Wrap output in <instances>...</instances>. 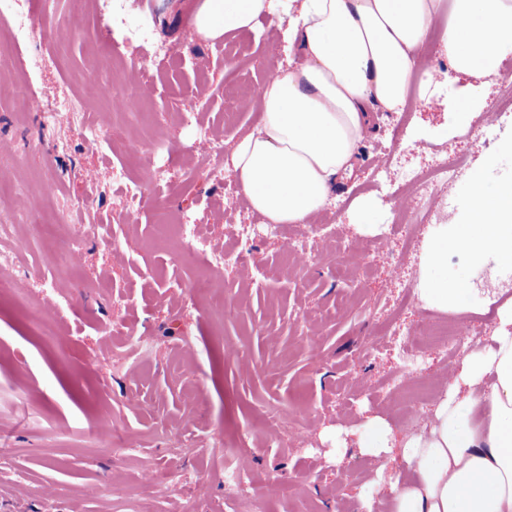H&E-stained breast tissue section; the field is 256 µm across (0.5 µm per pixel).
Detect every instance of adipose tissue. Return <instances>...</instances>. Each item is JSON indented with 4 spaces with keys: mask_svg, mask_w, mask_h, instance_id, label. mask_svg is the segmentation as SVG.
<instances>
[{
    "mask_svg": "<svg viewBox=\"0 0 512 512\" xmlns=\"http://www.w3.org/2000/svg\"><path fill=\"white\" fill-rule=\"evenodd\" d=\"M275 0H196L195 35L216 41L256 28ZM286 42L297 63L277 67L259 92L260 122L235 146L232 165L252 210L270 224H305L326 206L339 176L353 170L379 112L404 107L419 49L447 15L441 51L450 74L484 77L512 54V0H295ZM474 205L462 228L440 225L421 256L420 300L440 312L470 290L448 277V247L471 260L512 263V185ZM483 348L452 370L416 431L397 437L387 418H367L362 453H400L403 467L377 469L385 512H512V303Z\"/></svg>",
    "mask_w": 512,
    "mask_h": 512,
    "instance_id": "obj_1",
    "label": "adipose tissue"
}]
</instances>
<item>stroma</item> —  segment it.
Returning <instances> with one entry per match:
<instances>
[{"instance_id": "obj_1", "label": "stroma", "mask_w": 512, "mask_h": 512, "mask_svg": "<svg viewBox=\"0 0 512 512\" xmlns=\"http://www.w3.org/2000/svg\"><path fill=\"white\" fill-rule=\"evenodd\" d=\"M288 4L256 31L210 44L193 34L190 13L170 16L166 0H119L115 21L79 19L71 0H51L0 57L5 85L19 60L37 61L29 107L0 99V256H16L7 270L18 287L0 298V439L13 448L0 457V512H139L141 486L157 470L181 481L157 491L153 512H365L364 501L380 500L371 480L381 461L361 453L357 430L373 415L407 428L384 399L406 341L379 339L378 325L400 280L418 287L433 224L466 223L473 181L491 193L512 184V118L468 141V113L494 108L498 85L463 78L432 93L415 79L402 147L421 166L467 155L449 203L423 226L405 268L368 271V250L393 231L397 205L373 184L370 161L389 151L397 120L378 113L315 219L333 226L340 252L288 275V235L308 225L267 233L226 156L259 121L267 73L288 61ZM116 59L129 76L146 67L153 79L142 120L107 141L117 110L98 89L116 82ZM186 97L199 103L190 125L174 117ZM63 100L80 102L81 119L56 111ZM204 129L224 153L207 155ZM116 168L141 183L146 204L126 209ZM363 199L374 205L367 226L354 219ZM160 208L202 225L207 252L183 254L174 232L159 229ZM250 221L251 236L234 240L235 225ZM232 241L247 271L212 265ZM496 271L512 275V266L491 254L476 264L449 247V276L473 290L458 320L486 318L507 300ZM201 277L223 287L222 317L194 296ZM53 304L51 334H33L29 317ZM272 415L283 426L256 433ZM239 469L265 479V501L227 494L225 474Z\"/></svg>"}]
</instances>
